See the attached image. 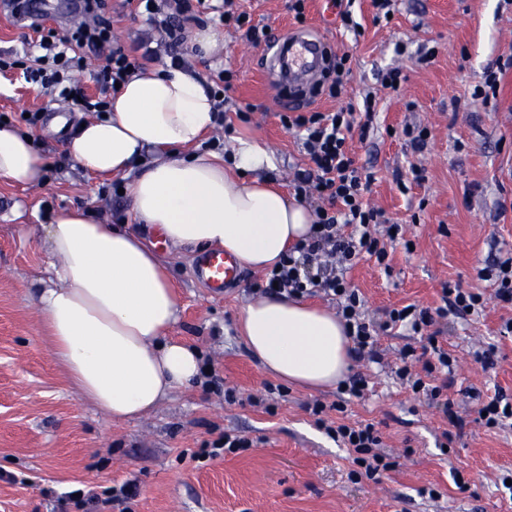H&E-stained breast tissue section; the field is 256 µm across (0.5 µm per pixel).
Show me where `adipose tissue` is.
<instances>
[{"instance_id":"1","label":"adipose tissue","mask_w":512,"mask_h":512,"mask_svg":"<svg viewBox=\"0 0 512 512\" xmlns=\"http://www.w3.org/2000/svg\"><path fill=\"white\" fill-rule=\"evenodd\" d=\"M215 100L195 74L171 66L132 74L111 110L86 120L65 150L92 174L119 175L157 152L129 185L131 215L177 247H216L262 271L304 239L315 220L298 198L273 188L271 153L237 138L229 159L180 156L216 126ZM46 160L28 134L0 124V178L41 189ZM51 276L38 293L56 356L81 397L109 417L136 419L200 380L197 349L171 340L178 301L167 263L130 226L100 224L73 209L38 225ZM236 320L267 374L321 390L348 372L351 340L335 312L286 296H256Z\"/></svg>"}]
</instances>
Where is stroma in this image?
Here are the masks:
<instances>
[{"label":"stroma","instance_id":"obj_1","mask_svg":"<svg viewBox=\"0 0 512 512\" xmlns=\"http://www.w3.org/2000/svg\"><path fill=\"white\" fill-rule=\"evenodd\" d=\"M221 3L207 0L195 26L217 35L216 49L185 56L204 82L225 68L238 74L224 95L225 124L201 148L255 138L272 151L273 175L289 189L307 161L302 141L283 127L281 92L261 74L265 46L217 24L214 8ZM239 3L274 36L296 27L288 0ZM107 4L114 36L135 47L149 31L145 19L126 0ZM395 4L392 21L378 25L370 0H353L364 29L357 38L342 31L331 0H308L310 33L348 52L350 73L340 98L311 97L298 110L333 112L368 95L376 101L372 130L352 134L349 147L372 177L369 201L401 225L403 241L391 253L390 272L362 260L349 273L366 321L381 324L388 310L408 304L437 308L448 283L482 293L481 314L451 313L434 324L454 359L447 395L456 420L397 376L401 350L425 343L408 331L379 333L377 359L353 355L348 376L366 381L363 398L338 386L280 385L249 355L236 326L239 308L262 293L263 273L244 269L224 296H212L193 274L197 251L173 250L145 224L137 230L167 260L179 299L170 335L200 350L206 373L140 419L115 420L79 399L34 303L52 259L32 227L64 208L90 211L105 224L130 223L122 189L142 167L110 177L85 173L66 154L64 134L50 132L45 118L60 111L77 119V107L27 83L17 69L0 74V115L34 135L47 169L40 190L0 178V512H512L500 483L512 471V426L487 428L477 414L481 398L498 391L512 398V333L503 330L512 306L496 299L494 279L477 277L479 268L512 252V68L501 74L494 95L472 98L497 60L512 55V0ZM399 42L405 55L394 51ZM422 47L435 52L424 67L413 61ZM1 53L35 59L42 53L38 32L19 29L0 12ZM394 68L403 75L400 85L383 87V72ZM37 110L43 120L29 124L26 114ZM419 125L431 136L416 150L401 131ZM414 165L425 170L422 183L411 180ZM401 179L409 181L408 192L399 190ZM503 203L509 209L502 215ZM317 402L325 407L320 417L311 412ZM339 402L344 412L335 411ZM340 423L375 424L379 452L396 468L374 480L352 478L353 452L326 432ZM227 432L252 440V447L209 456ZM457 471L466 488L455 484ZM126 483L133 496L113 507L65 497L81 488L104 499Z\"/></svg>","mask_w":512,"mask_h":512}]
</instances>
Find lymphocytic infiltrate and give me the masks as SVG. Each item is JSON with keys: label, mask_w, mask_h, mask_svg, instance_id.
<instances>
[{"label": "lymphocytic infiltrate", "mask_w": 512, "mask_h": 512, "mask_svg": "<svg viewBox=\"0 0 512 512\" xmlns=\"http://www.w3.org/2000/svg\"><path fill=\"white\" fill-rule=\"evenodd\" d=\"M137 2L156 32L158 43L168 48L172 65L184 64L189 28L197 19L192 0ZM106 8V0H83L84 23L62 35L52 30L42 36L40 46L44 54L40 63L24 67L26 80L59 92L65 98H81L83 111L99 115L108 112V92L143 69L145 63L153 61L155 52L148 48L138 57L125 50L112 34V19ZM89 48L100 53L93 73L100 92L96 99L84 95L75 80L76 73L87 65L85 51ZM372 118L373 103L368 99L359 110L350 105L335 112L282 115L281 122L286 129L302 132L309 158L307 167L295 171L291 185L300 199L315 197L320 204L315 210L310 237L267 272L265 289L280 295L302 297L321 293L336 298L347 334L359 353L376 355L377 331L381 328L399 326L426 336L423 351L428 358L424 362V374L413 379V384L431 399L440 400L444 413L448 414L452 411L451 401L444 399L442 386L430 384L429 378L437 370L451 368L453 359L440 345L432 327L436 317L447 316L452 310L481 311L482 295L451 286L443 291V307L433 312L413 305L394 308L377 329L365 322L361 312L363 301L347 282L346 273L357 259L368 256L378 266L388 264L385 244L371 231L372 226L381 224L383 214L364 200L371 178L362 174L346 148L347 133L355 128L368 130ZM333 434L355 452L354 462L364 477L372 479L379 472L395 468V461L376 451L380 438L374 425L355 428L340 424Z\"/></svg>", "instance_id": "f902f5d3"}]
</instances>
